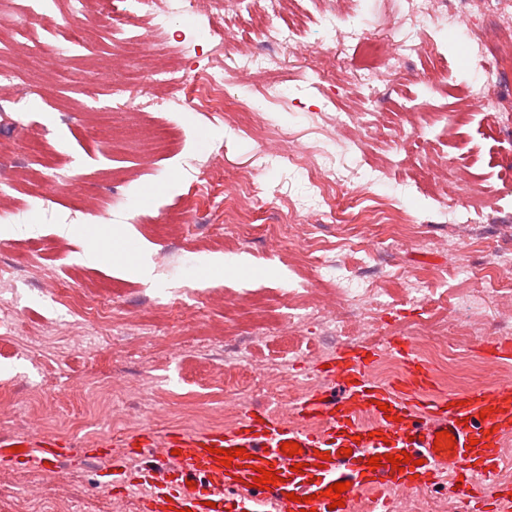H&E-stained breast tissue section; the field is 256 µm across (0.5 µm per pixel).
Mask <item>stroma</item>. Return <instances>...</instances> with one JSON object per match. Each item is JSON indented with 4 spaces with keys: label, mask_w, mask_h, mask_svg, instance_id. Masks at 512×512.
I'll return each mask as SVG.
<instances>
[{
    "label": "stroma",
    "mask_w": 512,
    "mask_h": 512,
    "mask_svg": "<svg viewBox=\"0 0 512 512\" xmlns=\"http://www.w3.org/2000/svg\"><path fill=\"white\" fill-rule=\"evenodd\" d=\"M296 6L308 44L328 41L319 24L326 14L357 11L368 29L382 14L392 26L401 24L397 0H297ZM214 38L203 24L179 21L152 38L151 58L207 70L215 64L209 52ZM442 47L447 63L441 85H432L413 58L374 92V124L362 151L336 159L337 170L350 165L358 175L325 197L303 171L281 162L277 150L288 131L305 144L358 138L355 126L337 128L336 115L354 110L364 91L331 58L302 53L283 70L226 78L220 117L181 107L175 90L160 109L107 115L108 97H86L65 82L46 85L45 64L20 71L21 84L41 88L44 102L35 113L0 109V201L8 206L0 221L39 230L0 240V268H16L11 284L0 283V310L13 317L12 330H0V391L23 387L37 395L0 415V434L37 424L72 448L62 467L13 470L12 486L0 488V512H16L31 494L41 495L45 512H54L64 482L74 493L70 512H111L113 458L122 459L129 475L141 464L120 446L130 430L181 429L192 409L203 415V430L249 410L293 420L294 404L319 388L325 365L345 345L382 349L396 337L432 327L448 363V379L438 390L478 386L483 341L512 338V280L498 266L503 249L512 245L504 228L512 220V131L501 129L496 114L477 110L454 132L446 131L444 116L456 93L480 73L454 42ZM108 60L114 68L106 81L121 79L125 61L105 39L69 55L77 71ZM321 72L326 81H318ZM270 85L295 92L254 112ZM33 120L45 121L47 129L37 153L18 147ZM260 149L268 157L256 179L268 205L256 210L242 174ZM217 157L224 170L220 181L209 177ZM174 168L179 176L162 197L131 207L133 195ZM457 173L478 188L479 210L502 223L465 248L470 282L483 293L474 320L454 306L461 282L448 267L454 236L434 199ZM37 174L48 180L65 175L75 186L35 200L27 182ZM394 197L404 212L389 208ZM90 204L97 214H88ZM330 208L335 221L307 226L304 249L293 252L290 212ZM91 222L131 225L128 249L148 245L164 288L76 264L78 233L57 227ZM214 253L248 255L256 276L207 282L199 267ZM341 265L353 283L384 289L385 295L372 319L347 308L340 334L330 290ZM415 278L427 289L424 300L405 293ZM73 284L84 304L70 310L59 300L62 287ZM467 319L474 327L463 338L455 325ZM106 407L124 415V423L99 420ZM104 438L112 446L103 452Z\"/></svg>",
    "instance_id": "obj_1"
}]
</instances>
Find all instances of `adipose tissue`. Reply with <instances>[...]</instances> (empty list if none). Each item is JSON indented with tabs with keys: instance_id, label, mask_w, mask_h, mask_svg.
I'll use <instances>...</instances> for the list:
<instances>
[{
	"instance_id": "obj_1",
	"label": "adipose tissue",
	"mask_w": 512,
	"mask_h": 512,
	"mask_svg": "<svg viewBox=\"0 0 512 512\" xmlns=\"http://www.w3.org/2000/svg\"><path fill=\"white\" fill-rule=\"evenodd\" d=\"M80 233L86 245L82 252L76 253L77 263L92 268L115 267L134 281L144 284L155 283L156 278L146 256L130 255L124 252L125 228L116 226L108 232L102 225L86 224L82 226Z\"/></svg>"
}]
</instances>
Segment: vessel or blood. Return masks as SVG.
Wrapping results in <instances>:
<instances>
[{
	"instance_id": "vessel-or-blood-1",
	"label": "vessel or blood",
	"mask_w": 512,
	"mask_h": 512,
	"mask_svg": "<svg viewBox=\"0 0 512 512\" xmlns=\"http://www.w3.org/2000/svg\"><path fill=\"white\" fill-rule=\"evenodd\" d=\"M389 350L404 370L381 382L370 372L377 352L342 348L326 386L295 404L294 423L247 413L229 430L173 431L161 439L147 426L130 433L123 442L129 453H152L137 476L151 488L140 512H302L307 504L316 512H360L366 500L372 512H389L391 494L428 485L476 499L503 464L504 448L512 446V384L439 395L412 339L397 338ZM483 353L495 365L511 363L512 341L494 338ZM441 431L453 435L455 448H435ZM289 441L300 445L299 454L283 451ZM13 443L23 448L28 469L49 468L68 451L45 433L25 432ZM235 448L240 456L221 465L220 450ZM404 452L411 462L393 468L388 456ZM374 456L382 460L375 469L368 464ZM269 467L276 485L255 487L258 469ZM337 482L349 488L343 506L335 508L326 491Z\"/></svg>"
}]
</instances>
